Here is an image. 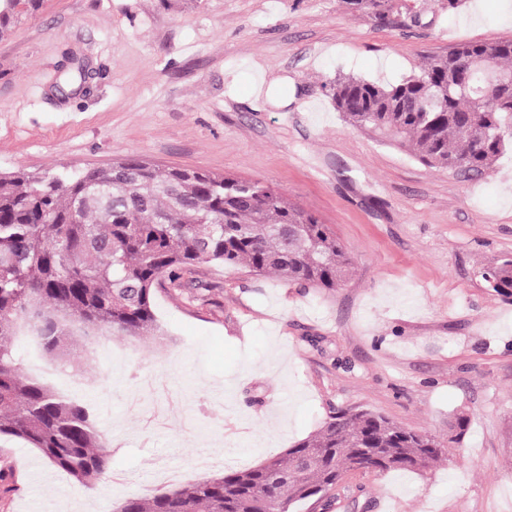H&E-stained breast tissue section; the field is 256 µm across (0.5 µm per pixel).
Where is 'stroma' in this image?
<instances>
[{"label": "stroma", "instance_id": "35a3bbf8", "mask_svg": "<svg viewBox=\"0 0 512 512\" xmlns=\"http://www.w3.org/2000/svg\"><path fill=\"white\" fill-rule=\"evenodd\" d=\"M413 0L386 23L343 0H39L0 37V172L140 157L259 179L326 224L353 261L312 288L204 263L153 290L147 339L78 340L125 490L83 487L0 438V512H101L162 461L248 466L332 413L369 409L466 463L346 476L296 512H512V296L481 273L512 256V153L465 176L351 126L324 86L394 82L469 41L512 39V0Z\"/></svg>", "mask_w": 512, "mask_h": 512}]
</instances>
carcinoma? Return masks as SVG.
Returning <instances> with one entry per match:
<instances>
[{
	"mask_svg": "<svg viewBox=\"0 0 512 512\" xmlns=\"http://www.w3.org/2000/svg\"><path fill=\"white\" fill-rule=\"evenodd\" d=\"M37 0H0V36ZM383 22L408 8L397 0H343ZM336 109L358 128L410 151L422 163L480 174L512 147V40L461 43L428 58L395 84L338 75L326 85ZM178 187L173 197L165 187ZM214 263L275 273L292 283L335 288L352 272L336 237L310 212L261 180L171 167L140 158L108 167L51 169L39 178L0 173V437L38 451L81 486L110 478L111 454L88 408L23 372L12 342L21 325L53 358L73 337H148L152 298L163 278ZM482 278L512 295V257ZM464 413L449 423L462 443ZM360 448H377L373 471H420L448 458L435 437L369 410L330 415L319 431L273 457L175 488L130 497L119 512H290L310 489H336L339 468Z\"/></svg>",
	"mask_w": 512,
	"mask_h": 512,
	"instance_id": "cac0c4a2",
	"label": "carcinoma"
}]
</instances>
